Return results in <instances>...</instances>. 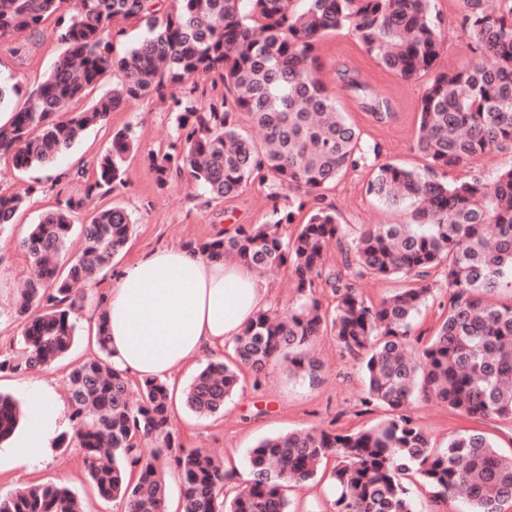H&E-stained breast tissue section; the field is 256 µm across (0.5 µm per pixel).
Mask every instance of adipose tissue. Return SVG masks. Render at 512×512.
Returning <instances> with one entry per match:
<instances>
[{"label": "adipose tissue", "mask_w": 512, "mask_h": 512, "mask_svg": "<svg viewBox=\"0 0 512 512\" xmlns=\"http://www.w3.org/2000/svg\"><path fill=\"white\" fill-rule=\"evenodd\" d=\"M269 285L250 267L214 262L193 247L162 248L126 265L113 278L105 328L113 364L138 380H171L175 370L218 355L268 301ZM35 414L14 439L16 459L43 457L56 430L57 409L41 388Z\"/></svg>", "instance_id": "ef3b65f1"}]
</instances>
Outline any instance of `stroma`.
I'll return each mask as SVG.
<instances>
[{
  "instance_id": "35a3bbf8",
  "label": "stroma",
  "mask_w": 512,
  "mask_h": 512,
  "mask_svg": "<svg viewBox=\"0 0 512 512\" xmlns=\"http://www.w3.org/2000/svg\"><path fill=\"white\" fill-rule=\"evenodd\" d=\"M462 11V0H432V13L441 21L445 40L439 69L451 64L461 67L473 58L461 26ZM61 53L60 43L48 30L27 41L9 36L0 38V80L20 89L10 103L11 108L22 107L27 102ZM317 55L320 76L334 95L337 109L360 128L361 144L369 152L366 164L347 170L323 190V204L334 208L345 224L409 221V208L383 206L366 194L365 187L375 166L382 163L394 162L416 171L426 167V158L415 147L414 129L415 112L429 84V76L401 80L383 70L345 30L325 37ZM348 70L361 71L363 79L392 101L395 119L388 134H381L346 92L341 75ZM127 125L135 132L137 148L127 159L123 183L106 197L107 202L122 205L132 218L126 249L114 258L111 268L99 277L97 284L85 288L84 307L78 313L80 337L67 359L42 373L0 372V392L20 403H27L33 385L51 392L59 406L57 434L68 437L69 442L50 445L39 462L24 468L12 466L8 448L1 446L2 496L31 483L55 482L77 493L84 512H122L121 504L104 502L93 490L82 450L70 440L73 425L67 402L70 364L97 354L92 340V317L103 308L115 273L156 249L197 244L223 229L264 223L273 206H287L292 198L291 192L285 191L278 199H271L268 187L256 182L248 185L238 198L218 203L209 201L203 189L185 177L158 185L150 169L149 155L166 149L173 141L174 115L156 102L128 105L112 113L106 128L87 131L79 144L60 160V167L69 169V176L60 178L43 169L19 171L11 162H0V190L27 197V205L18 213L15 223L0 232V309L10 307L17 281L28 275V259L18 243L29 224L56 209L65 199L84 198L93 181L95 160L109 148L112 132ZM79 167L84 170L80 177L75 174ZM318 357L322 367L313 381L291 377L281 366L256 376L243 372L238 393L220 417L201 419L189 413L183 404H176L170 419L172 433L187 447L205 448L223 458L225 466L234 472V487L239 489L249 478L247 455L265 437L331 424L346 431L356 430L385 417L383 407L365 404L366 394L357 363L331 337L320 340ZM411 412L437 446L444 445L449 434L470 425L469 420L433 402H416Z\"/></svg>"
}]
</instances>
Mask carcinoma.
<instances>
[{"label":"carcinoma","mask_w":512,"mask_h":512,"mask_svg":"<svg viewBox=\"0 0 512 512\" xmlns=\"http://www.w3.org/2000/svg\"><path fill=\"white\" fill-rule=\"evenodd\" d=\"M170 2L165 13L159 5ZM0 0V37L39 35L50 19L62 56L34 96L0 127V159L15 169L49 167L110 114L138 102L169 103L175 140L150 154L157 182L190 174L210 199L240 195L254 180L296 194L297 209L317 206L297 233L282 226L294 212L273 207L263 224L199 243L210 260L233 258L263 274L288 272L296 302L280 316L260 311L231 340L232 358L207 362L182 392L199 417L223 414L241 374L283 365L293 377L313 379L317 339L330 333L360 365L367 398L388 416L349 432L328 427L292 430L262 439L250 452L248 483L224 494L230 474L202 448H186L168 430L165 382L132 384L112 367L104 327L100 355L71 364L68 374L74 439L99 496L123 512H167L164 467L181 481L179 512H293L288 487L313 480L324 461L337 460L329 481L333 512H421L407 476L432 490V502L462 492L466 512H505L512 505V453L484 432L464 429L435 447L408 412L418 399L436 402L468 420L509 424L512 431V167L488 175L474 165L489 152H512V0H463V27L476 58L463 67L436 69L443 49L431 0ZM145 22L147 34L122 54L113 52L115 25ZM347 30L365 53L403 80L434 72L417 108L416 148L430 159L425 172L393 163L378 166L366 193L393 207L409 205L405 224H360L355 232L336 211L320 206L321 189L344 170L367 161L359 133L336 109L319 75L317 45ZM117 84L94 104L72 112L107 72ZM216 76L219 96L203 105L171 89ZM345 89L378 123L392 102L361 77L344 74ZM69 112L65 120L60 115ZM247 116L263 133L258 143L240 127ZM135 136L112 133L95 161L90 190L123 182ZM469 168L462 178L450 174ZM26 198L0 191V231ZM81 203L68 198L29 225L18 246L30 262L16 317L22 319L21 356L0 355V372H42L68 357L79 336L75 286L96 281L128 243L132 220L118 203H104L80 225L83 247L59 263ZM341 263L326 265L330 248ZM443 268L448 304L435 333H415L414 320L434 297L432 272ZM397 278L405 286L374 303L357 286L363 279ZM336 295L332 310L314 296L316 282ZM23 416L16 400L0 394V443ZM156 450L146 455L144 440ZM0 512H83L69 488L44 483L0 497Z\"/></svg>","instance_id":"cac0c4a2"}]
</instances>
